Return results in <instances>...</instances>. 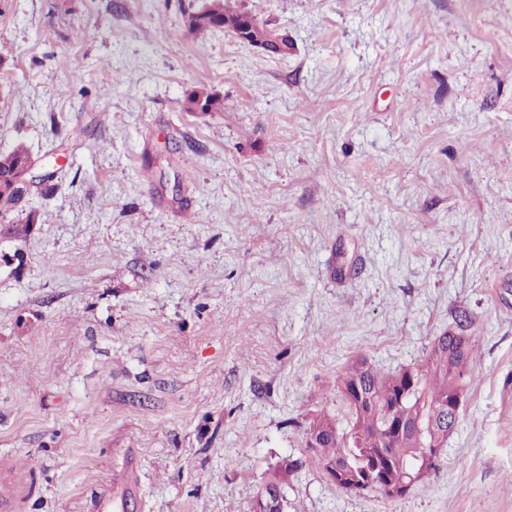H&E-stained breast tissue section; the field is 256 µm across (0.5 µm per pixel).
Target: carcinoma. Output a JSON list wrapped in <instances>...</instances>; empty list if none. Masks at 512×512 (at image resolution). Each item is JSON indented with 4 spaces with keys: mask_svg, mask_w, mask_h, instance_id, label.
<instances>
[{
    "mask_svg": "<svg viewBox=\"0 0 512 512\" xmlns=\"http://www.w3.org/2000/svg\"><path fill=\"white\" fill-rule=\"evenodd\" d=\"M233 28L255 36L266 28L253 15L233 11L219 3L214 10L189 17V31L201 33L212 29ZM190 112H215L224 106L216 93L198 90L187 98ZM29 158L26 147L19 145L7 153H0V171L19 168ZM455 336H437L431 342L424 359L411 366L417 373V383L409 399L396 400L398 372L384 373L365 359L355 361L336 379L346 416V427L338 426L337 418L322 412L308 422L306 438L316 440L317 462L323 471L336 470L341 478L332 480L339 489H346L345 477H367L378 469L392 481L408 479L410 469L428 451L430 437L445 445L448 433L442 431L439 412L454 392L466 384L471 375V350L452 361L448 352L456 349ZM420 421L433 426L432 436H401L393 432L397 422ZM296 462L284 459L268 473L263 490L283 488Z\"/></svg>",
    "mask_w": 512,
    "mask_h": 512,
    "instance_id": "cac0c4a2",
    "label": "carcinoma"
}]
</instances>
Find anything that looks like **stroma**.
<instances>
[{"label": "stroma", "instance_id": "stroma-1", "mask_svg": "<svg viewBox=\"0 0 512 512\" xmlns=\"http://www.w3.org/2000/svg\"><path fill=\"white\" fill-rule=\"evenodd\" d=\"M0 0V512H512V0ZM220 94V112L187 98ZM29 223L27 235H8ZM452 331L466 403L423 485L339 490L306 446L335 380ZM220 3L216 9L210 11L199 12L189 17V31L192 33H201L212 29L227 30V24H231V28L244 30L247 32L246 37L242 38L243 41L248 42L255 48L262 52H267L271 43L280 45L278 38H273L269 41L263 39H256L254 42L249 40V36H255L266 28V25L258 21L253 15L243 11H233L224 7V1L219 0ZM187 103H189L187 109L191 112H215L224 106V101L218 94L204 89L191 93ZM296 467L297 466L295 460L283 459L282 461L278 462L268 473V477L261 492L270 488L278 487L279 500L277 503V512H283L282 509L284 497L282 494V488L287 483L288 476L294 471Z\"/></svg>", "mask_w": 512, "mask_h": 512}]
</instances>
